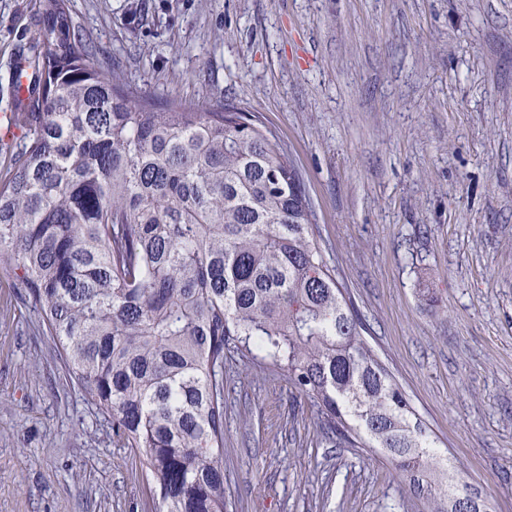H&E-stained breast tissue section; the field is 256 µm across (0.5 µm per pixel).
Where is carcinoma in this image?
Wrapping results in <instances>:
<instances>
[{"instance_id":"1","label":"carcinoma","mask_w":512,"mask_h":512,"mask_svg":"<svg viewBox=\"0 0 512 512\" xmlns=\"http://www.w3.org/2000/svg\"><path fill=\"white\" fill-rule=\"evenodd\" d=\"M42 14L0 173V265L142 455L155 512H224L231 350L269 361L339 443L381 451L427 512H451L457 473L363 339L274 136L245 112L158 103L95 65L68 0Z\"/></svg>"}]
</instances>
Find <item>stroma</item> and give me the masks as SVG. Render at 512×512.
Instances as JSON below:
<instances>
[{"label":"stroma","instance_id":"stroma-1","mask_svg":"<svg viewBox=\"0 0 512 512\" xmlns=\"http://www.w3.org/2000/svg\"><path fill=\"white\" fill-rule=\"evenodd\" d=\"M95 63L259 117L434 448L512 512V0H69ZM40 0H0V113ZM138 455L0 270V512H155ZM279 371L224 359V512H424Z\"/></svg>","mask_w":512,"mask_h":512}]
</instances>
